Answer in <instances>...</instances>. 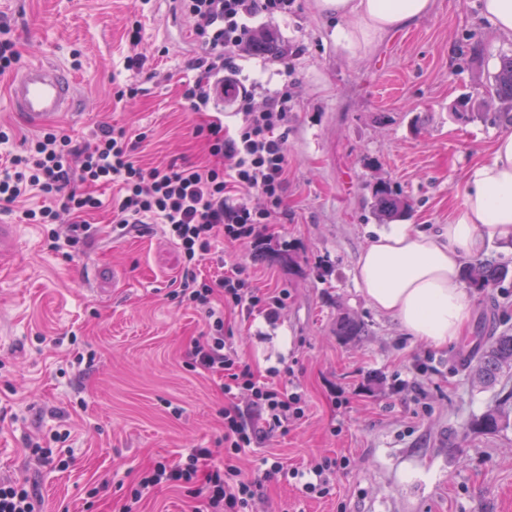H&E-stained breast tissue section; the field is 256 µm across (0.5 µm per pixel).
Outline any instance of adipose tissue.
<instances>
[{
	"mask_svg": "<svg viewBox=\"0 0 512 512\" xmlns=\"http://www.w3.org/2000/svg\"><path fill=\"white\" fill-rule=\"evenodd\" d=\"M432 0H311V9L336 22V43L358 57L384 34L428 15ZM512 240V133L466 171L461 201L447 224L428 234L394 224L361 251L354 280L364 299L433 346L458 341L470 299L461 281L464 259L489 244Z\"/></svg>",
	"mask_w": 512,
	"mask_h": 512,
	"instance_id": "obj_1",
	"label": "adipose tissue"
}]
</instances>
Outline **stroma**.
<instances>
[{"label":"stroma","mask_w":512,"mask_h":512,"mask_svg":"<svg viewBox=\"0 0 512 512\" xmlns=\"http://www.w3.org/2000/svg\"><path fill=\"white\" fill-rule=\"evenodd\" d=\"M136 0H0L16 28L21 64L68 69L72 109L50 129L75 138L99 124L147 132L144 165L198 164L208 154L184 111V63L197 46L169 0L140 17L147 45H164L146 92L115 103L124 68L125 25ZM481 0H434L432 11L377 39L353 59L336 44V23L294 0L273 24L291 71L288 177L283 212L258 241L228 247L254 285L288 294L276 320L225 309L224 334L260 379L297 385L305 414L237 464L261 487L253 512H512V425L496 433L468 422L497 407L500 387L467 375L468 354L487 337L512 334V277L471 291L460 341L434 347L369 306L354 281L360 251L384 225L373 189L387 182L412 205L408 223L432 232L460 201L467 168L507 132L487 88L512 38L497 34ZM465 95L481 119L452 112ZM102 208L86 217L85 246L49 239L21 219L41 206L30 194L0 208L9 227L0 245V478L27 482L42 512H122L145 468L207 448L224 460L223 382L191 371L186 350L202 315L174 298L181 252L161 224L120 233L116 191L95 188ZM365 326L345 341L336 321ZM427 363L419 373V363ZM67 433L53 444L67 469L24 454L31 438ZM347 458L332 493L306 497L296 480L266 481L263 459L302 469L312 458Z\"/></svg>","instance_id":"stroma-1"}]
</instances>
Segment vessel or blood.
Returning <instances> with one entry per match:
<instances>
[{
  "label": "vessel or blood",
  "mask_w": 512,
  "mask_h": 512,
  "mask_svg": "<svg viewBox=\"0 0 512 512\" xmlns=\"http://www.w3.org/2000/svg\"><path fill=\"white\" fill-rule=\"evenodd\" d=\"M74 94V83L63 70L50 64H29L12 81L8 99L14 111L41 123L70 111Z\"/></svg>",
  "instance_id": "vessel-or-blood-1"
}]
</instances>
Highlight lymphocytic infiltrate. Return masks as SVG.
Returning a JSON list of instances; mask_svg holds the SVG:
<instances>
[{"instance_id": "obj_1", "label": "lymphocytic infiltrate", "mask_w": 512, "mask_h": 512, "mask_svg": "<svg viewBox=\"0 0 512 512\" xmlns=\"http://www.w3.org/2000/svg\"><path fill=\"white\" fill-rule=\"evenodd\" d=\"M293 0H174V14L191 25L198 51L184 67L192 79L183 81L181 100L186 111L204 112L208 118L196 125L210 157L205 165L170 164L144 167L134 158L137 143L122 128L100 125L91 140L80 141L54 131L27 139L18 153L0 161V203L12 204L30 191L45 200L27 209L28 224L49 225L52 241L69 245L92 237L85 214L101 205L92 193L97 185L117 186L120 197L114 222L128 232L143 224L165 225L178 245L184 273L177 298L204 311L206 329L194 338L188 351L190 370L224 381L229 404L224 408V463L208 464L209 449L195 448L178 462L159 460L144 472L129 496L140 502L163 486L188 488L196 499L193 512H249L258 491L236 464L246 449L262 444L276 431L304 414L301 395L289 387L261 381L224 340V313L214 308L222 299L225 308L249 315L265 308L275 316L282 296L257 288L243 267L228 263L216 249L217 241L242 245L255 240L263 225L272 223L283 205L288 174L286 147L289 85L287 69H279L283 81L277 88L255 80L244 84L238 59L245 45L267 35L265 20L287 17ZM263 24H256V17ZM130 53L125 68L128 83L115 93L117 99L133 98L142 91L140 75L152 74L153 54L142 46L141 21L127 31ZM225 95L230 109H220L217 95ZM264 206H252L250 193ZM210 262L212 272L199 278L196 269ZM249 391L248 408L235 399ZM335 457L312 459L304 471H291L277 460L264 471L266 479L291 477L312 497L330 493V477L345 467Z\"/></svg>"}]
</instances>
